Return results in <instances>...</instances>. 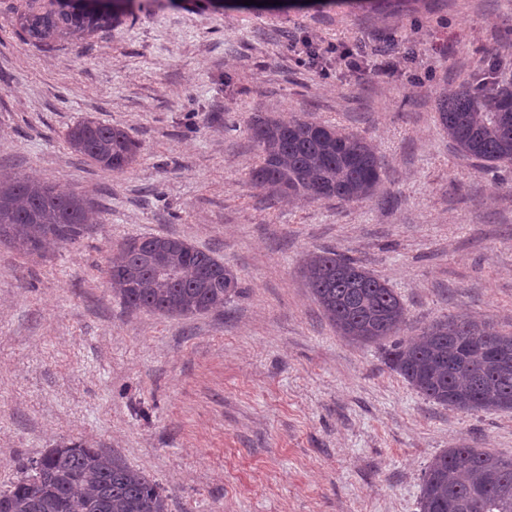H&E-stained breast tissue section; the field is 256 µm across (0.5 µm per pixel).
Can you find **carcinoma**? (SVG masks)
Returning <instances> with one entry per match:
<instances>
[{
    "label": "carcinoma",
    "instance_id": "1",
    "mask_svg": "<svg viewBox=\"0 0 512 512\" xmlns=\"http://www.w3.org/2000/svg\"><path fill=\"white\" fill-rule=\"evenodd\" d=\"M112 11L63 9L18 14L26 39H84L110 31L135 0ZM440 122L462 155L484 167L512 164V87L461 85L438 99ZM251 137L260 162L253 186L270 197L359 201L374 195L383 165L365 139L321 122L288 124L257 116ZM76 154L112 173L132 166L140 143L125 129L84 119L67 134ZM90 221L82 196L14 175L0 179V239L26 253L48 242L76 243ZM304 278L325 315L343 335L381 344L406 320L401 298L384 280L334 251L309 257ZM109 280L121 303L162 316L224 308L238 292L235 275L211 252L170 236L131 237L110 259ZM386 363L421 395L466 411L512 412V334L449 317L403 346ZM31 473L0 490V512H168V497L146 473L99 448L72 444L47 450ZM419 512H512V458L460 444L428 465Z\"/></svg>",
    "mask_w": 512,
    "mask_h": 512
}]
</instances>
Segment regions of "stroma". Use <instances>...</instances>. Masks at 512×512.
Here are the masks:
<instances>
[{
  "instance_id": "1",
  "label": "stroma",
  "mask_w": 512,
  "mask_h": 512,
  "mask_svg": "<svg viewBox=\"0 0 512 512\" xmlns=\"http://www.w3.org/2000/svg\"><path fill=\"white\" fill-rule=\"evenodd\" d=\"M0 0V174L82 195L76 244L0 243V490L80 444L150 475L170 512H418L424 473L468 443L512 457V412H459L412 388L380 345L341 336L301 273L307 252L358 261L400 296L409 342L467 315L512 332V167L486 171L442 128L438 96L512 80V0H135L112 30L33 44ZM303 40H384L398 72L302 64ZM329 122L370 140L374 197L267 200L253 116ZM91 117L139 141L126 172L72 153ZM174 235L238 278L223 310H126L107 282L124 239Z\"/></svg>"
}]
</instances>
